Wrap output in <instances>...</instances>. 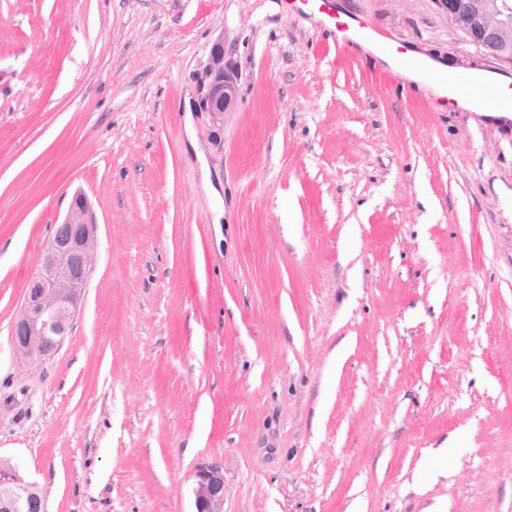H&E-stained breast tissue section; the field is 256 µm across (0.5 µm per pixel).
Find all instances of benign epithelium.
<instances>
[{"label": "benign epithelium", "instance_id": "benign-epithelium-1", "mask_svg": "<svg viewBox=\"0 0 512 512\" xmlns=\"http://www.w3.org/2000/svg\"><path fill=\"white\" fill-rule=\"evenodd\" d=\"M437 2L466 42L512 62V0ZM237 101L238 66L221 35L200 78L196 109L208 113L218 127L224 124V114L235 111ZM63 224L68 232H56L46 242L14 323L21 329V334L12 336L15 355L30 365L44 361L69 335L98 247L95 218L84 196L72 198ZM193 495L195 512H224V473L218 464L197 466ZM32 499L37 501V512H46L37 487L13 467H1L0 512H25Z\"/></svg>", "mask_w": 512, "mask_h": 512}]
</instances>
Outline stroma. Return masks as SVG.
<instances>
[{"mask_svg":"<svg viewBox=\"0 0 512 512\" xmlns=\"http://www.w3.org/2000/svg\"><path fill=\"white\" fill-rule=\"evenodd\" d=\"M512 78L437 0H327ZM239 96L186 100L219 32ZM98 250L12 329L75 193ZM46 512H512V127L283 0H0V460ZM60 224L67 227H57L60 234L46 242L14 323L15 355L30 365L44 361L69 335L98 247L95 218L81 194L72 198ZM193 512L224 511V473L214 462H203L195 472Z\"/></svg>","mask_w":512,"mask_h":512,"instance_id":"stroma-1","label":"stroma"}]
</instances>
